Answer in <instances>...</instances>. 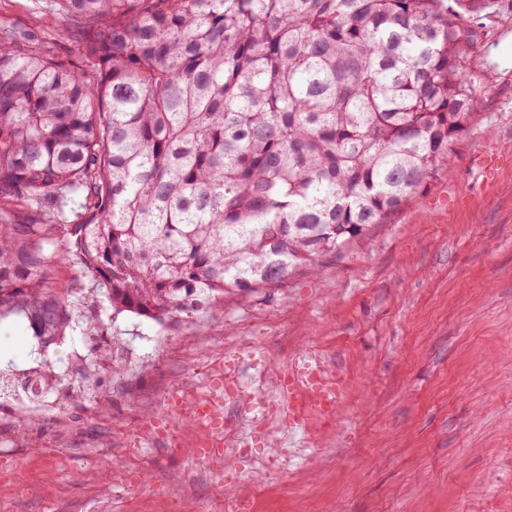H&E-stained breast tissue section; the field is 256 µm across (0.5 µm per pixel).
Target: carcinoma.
<instances>
[{"instance_id":"cac0c4a2","label":"carcinoma","mask_w":512,"mask_h":512,"mask_svg":"<svg viewBox=\"0 0 512 512\" xmlns=\"http://www.w3.org/2000/svg\"><path fill=\"white\" fill-rule=\"evenodd\" d=\"M86 70L0 37V319L42 346L76 265L189 318L388 224L475 118L463 0H43Z\"/></svg>"}]
</instances>
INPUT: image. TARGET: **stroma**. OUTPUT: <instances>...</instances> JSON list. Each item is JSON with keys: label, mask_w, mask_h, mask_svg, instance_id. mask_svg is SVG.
I'll use <instances>...</instances> for the list:
<instances>
[{"label": "stroma", "mask_w": 512, "mask_h": 512, "mask_svg": "<svg viewBox=\"0 0 512 512\" xmlns=\"http://www.w3.org/2000/svg\"><path fill=\"white\" fill-rule=\"evenodd\" d=\"M31 2L0 0V33L80 66L76 40ZM465 2L477 118L452 145L451 171L391 223L316 271L180 322L113 315L70 265L55 278L80 315L62 342L41 350L25 318L0 319V512L106 501L112 512H512V0ZM95 325L134 351L123 374L92 366ZM305 349L346 396L333 427L313 424L306 454L258 495L253 462L292 434L284 420L266 428L260 413L278 395L258 377ZM44 364L58 390L28 399L17 386ZM217 368L243 386L220 427L254 422L230 475L193 453L200 428L170 404L177 386L205 392Z\"/></svg>", "instance_id": "1"}]
</instances>
